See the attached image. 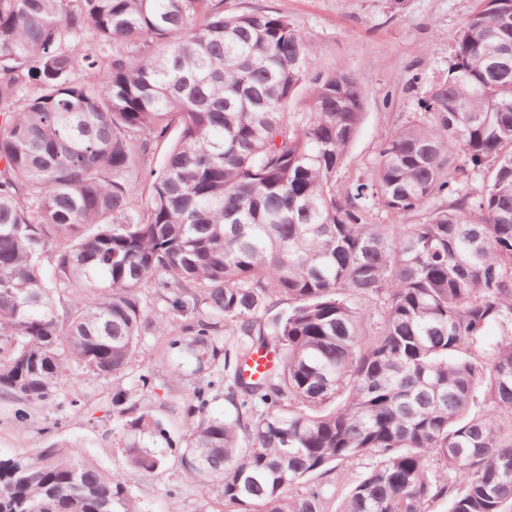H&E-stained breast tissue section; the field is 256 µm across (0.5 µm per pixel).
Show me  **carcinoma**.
Here are the masks:
<instances>
[{
	"instance_id": "carcinoma-1",
	"label": "carcinoma",
	"mask_w": 512,
	"mask_h": 512,
	"mask_svg": "<svg viewBox=\"0 0 512 512\" xmlns=\"http://www.w3.org/2000/svg\"><path fill=\"white\" fill-rule=\"evenodd\" d=\"M317 55L287 17L224 0H0V395L51 404L73 364L128 375L150 286L169 350L227 371L235 414L197 387L179 452L225 512H326L293 490L367 455L337 512H512V0H479L424 116L343 194L364 94ZM260 350L273 366L244 378ZM122 427L130 467H160L151 412ZM0 502L139 512L58 444L0 457Z\"/></svg>"
}]
</instances>
